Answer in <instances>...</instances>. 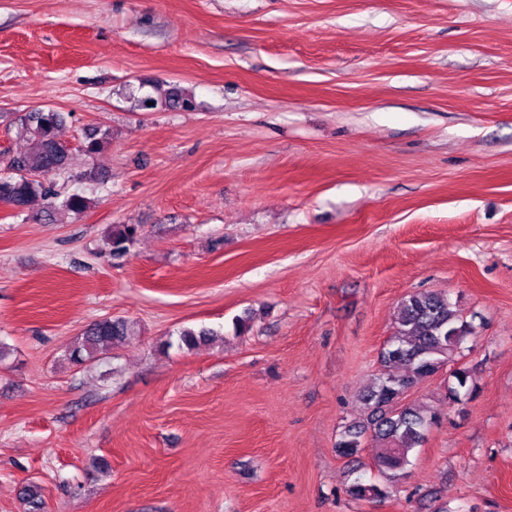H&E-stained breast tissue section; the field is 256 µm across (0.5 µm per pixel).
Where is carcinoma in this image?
<instances>
[{"label":"carcinoma","instance_id":"carcinoma-1","mask_svg":"<svg viewBox=\"0 0 512 512\" xmlns=\"http://www.w3.org/2000/svg\"><path fill=\"white\" fill-rule=\"evenodd\" d=\"M155 93L135 99L143 110L157 108L189 110L194 107L192 96L172 87L165 91L150 84ZM63 122L60 112L34 109L19 118L18 134L28 141V151L12 156L7 161L11 175L0 178V200L22 212L37 200L52 204L57 193L50 176L66 168L69 147L57 135ZM139 234V227L118 224L112 227L107 244L110 254L121 256L129 250ZM467 334V323L461 320L457 309L441 292H419L403 298L399 307L395 331L380 352L382 365L400 366L403 373H385L363 395L362 401L370 409L369 426L351 424L345 427L336 443L343 457L355 456L363 444L364 435L371 433L380 445L377 464L391 478L399 476L409 464V455L421 446L426 429L433 423L435 413L426 405H404L391 408L399 390L417 385L418 381L433 376L453 361L456 350ZM131 335L129 321L107 317L86 329L73 348L70 359L83 363L96 359L117 340ZM455 382L448 386V400L460 401L461 390L467 387L469 373L457 369L452 373ZM349 494L359 500L380 499L387 495L380 484H365L359 480L348 488ZM23 501L28 512H42L40 488L28 484L23 489Z\"/></svg>","mask_w":512,"mask_h":512}]
</instances>
